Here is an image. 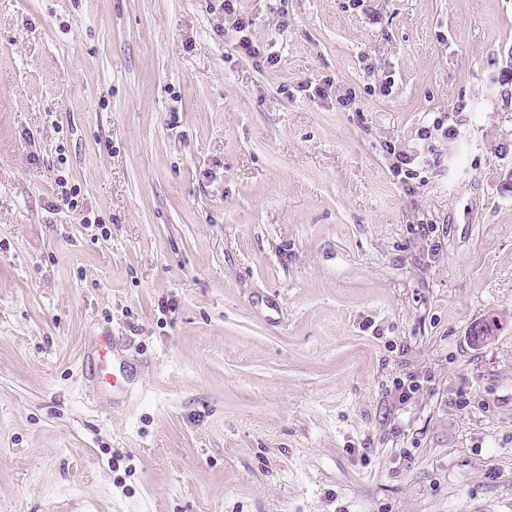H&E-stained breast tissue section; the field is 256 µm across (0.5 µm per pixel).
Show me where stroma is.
I'll return each instance as SVG.
<instances>
[{"instance_id": "stroma-1", "label": "stroma", "mask_w": 512, "mask_h": 512, "mask_svg": "<svg viewBox=\"0 0 512 512\" xmlns=\"http://www.w3.org/2000/svg\"><path fill=\"white\" fill-rule=\"evenodd\" d=\"M213 4L0 0V512H512V0ZM215 2H219L218 8L215 7L213 10L212 7L217 19L215 29L218 35L224 36V20L225 22L231 21L232 30L242 34L237 40L238 49L249 57L259 56L260 49L254 45L251 38L244 34L249 27V21L246 22L237 9L238 0H216ZM498 330L499 323L496 319H482L471 325L468 338L473 346H484L493 340Z\"/></svg>"}]
</instances>
